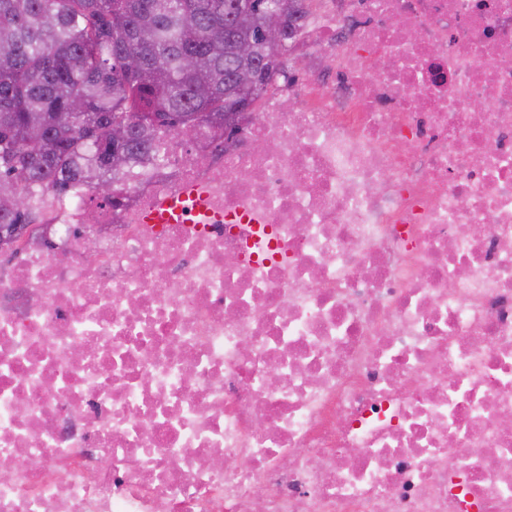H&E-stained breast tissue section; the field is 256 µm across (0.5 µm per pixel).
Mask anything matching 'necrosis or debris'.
<instances>
[{"label": "necrosis or debris", "instance_id": "1", "mask_svg": "<svg viewBox=\"0 0 512 512\" xmlns=\"http://www.w3.org/2000/svg\"><path fill=\"white\" fill-rule=\"evenodd\" d=\"M324 4L327 77L282 69L222 162L166 135L176 180L94 224L43 194L0 272V512H512V0ZM187 186L211 223H143Z\"/></svg>", "mask_w": 512, "mask_h": 512}]
</instances>
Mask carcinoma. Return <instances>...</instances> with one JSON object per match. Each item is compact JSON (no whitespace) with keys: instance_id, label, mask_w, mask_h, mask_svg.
<instances>
[{"instance_id":"1","label":"carcinoma","mask_w":512,"mask_h":512,"mask_svg":"<svg viewBox=\"0 0 512 512\" xmlns=\"http://www.w3.org/2000/svg\"><path fill=\"white\" fill-rule=\"evenodd\" d=\"M283 43L259 42L264 0H0V199L18 191L21 208H0V234L37 219L40 193L58 197L161 158L165 133L196 130L194 115L224 117L248 73L270 82L305 0H282ZM258 42L241 62L232 44ZM193 56L199 66L188 69ZM139 112L164 122L142 126ZM131 128L112 165V124Z\"/></svg>"}]
</instances>
